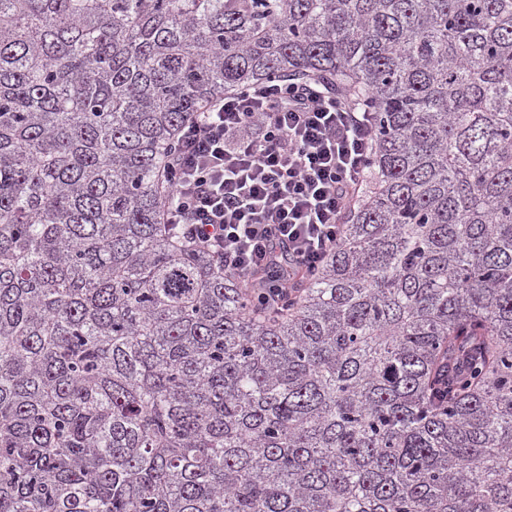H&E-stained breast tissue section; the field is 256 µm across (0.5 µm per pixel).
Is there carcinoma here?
I'll use <instances>...</instances> for the list:
<instances>
[{
  "label": "carcinoma",
  "instance_id": "obj_1",
  "mask_svg": "<svg viewBox=\"0 0 512 512\" xmlns=\"http://www.w3.org/2000/svg\"><path fill=\"white\" fill-rule=\"evenodd\" d=\"M306 78L369 189L262 319L164 160ZM0 512H512V0H0Z\"/></svg>",
  "mask_w": 512,
  "mask_h": 512
}]
</instances>
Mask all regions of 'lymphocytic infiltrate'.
<instances>
[{"label":"lymphocytic infiltrate","instance_id":"f902f5d3","mask_svg":"<svg viewBox=\"0 0 512 512\" xmlns=\"http://www.w3.org/2000/svg\"><path fill=\"white\" fill-rule=\"evenodd\" d=\"M375 139L374 113L317 79L216 98L166 159L167 222L270 310L293 287L279 266L312 273L335 250Z\"/></svg>","mask_w":512,"mask_h":512}]
</instances>
